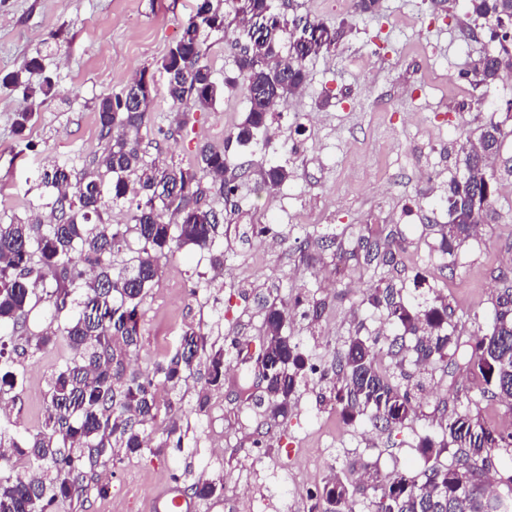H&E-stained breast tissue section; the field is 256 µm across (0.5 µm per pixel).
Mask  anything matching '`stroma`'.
I'll return each instance as SVG.
<instances>
[{"instance_id": "stroma-1", "label": "stroma", "mask_w": 512, "mask_h": 512, "mask_svg": "<svg viewBox=\"0 0 512 512\" xmlns=\"http://www.w3.org/2000/svg\"><path fill=\"white\" fill-rule=\"evenodd\" d=\"M294 15L320 19L343 34L330 53L310 59L308 80L279 102L268 136L232 146L234 169L245 170L239 190L224 199L207 189L210 205L224 213L219 241L221 275L210 273L206 254L191 246L163 261L159 281L139 307V344L127 357L147 371L179 347L184 333L201 329L207 351L224 350L223 385L206 384L198 371L177 390L161 388L163 408L151 427L160 433L173 406L185 434L182 448L146 451L112 463L101 457L86 495L63 512H138L159 485L177 479L183 492L202 480L221 481L222 512H310V493L335 478L353 482L348 464L361 458L381 474H418L417 448L436 435L444 419L470 411L499 428L512 427V409L474 401L461 358L448 364H405L401 385L411 389L413 412L404 429L376 430L367 418L345 420L332 380L308 376L287 417L271 419L265 384L252 353L265 337L260 298L287 305L300 295L319 304L317 318L291 315L283 333L309 363L331 367L354 332L398 335L383 313L364 304L367 293L394 283L404 302L443 297L450 330L461 342L488 334L495 299L512 280V76L493 88L463 77L478 54L490 51L484 19L464 0H381L380 17L346 9L344 0H276ZM197 0H0V75L42 52L58 87L39 107L22 90L0 87V222L48 212L52 189L40 175L61 166L79 180L104 144L97 107L140 73L157 90L140 131L146 160L196 165L202 145L223 147L249 109L236 91L208 109L186 103L171 108L163 96L166 74L158 60L177 40ZM236 25L207 36L206 64L216 79L233 74ZM35 119L16 133V113ZM508 136L494 158L495 203L477 235L454 251L439 249L438 230L448 221L446 197L459 178L460 147L487 120ZM287 167L279 188H263L262 173ZM276 229L278 246L254 233ZM339 246L326 249L323 237ZM393 240L392 264L349 257L357 239ZM209 282L196 287L198 275ZM64 337L16 359V386L0 395V431H35L46 406L48 379L71 357ZM262 455L251 468L254 455Z\"/></svg>"}]
</instances>
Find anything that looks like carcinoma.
<instances>
[{"mask_svg":"<svg viewBox=\"0 0 512 512\" xmlns=\"http://www.w3.org/2000/svg\"><path fill=\"white\" fill-rule=\"evenodd\" d=\"M224 4L232 7L241 30L249 34L236 55L235 76L220 82L204 62L208 32L225 22V12L213 0H199L159 65L168 77L164 96L173 108L189 99L207 108L224 94L243 90L250 108L229 139L245 146L267 131L276 103L303 88L307 61L336 47L339 29L313 20L296 33L274 0ZM468 9L490 24V40L499 44L468 70L478 82L490 85L512 72V0H468ZM38 68L36 56L1 78L0 86L22 87L34 100L51 97L52 80L29 82L27 74ZM155 96L154 83L143 73L121 93L102 97L98 124L107 147L93 160L95 169L74 186L63 169L44 174L48 186L56 190L49 223L38 215L0 222V325L9 324L15 331L26 328L38 302L47 304L53 320L72 311L60 332L47 331L34 343L27 337L25 345L14 347L19 356L27 346L39 350L60 334L72 358L49 378L42 429L9 441L10 455L25 460L28 472L22 478L0 476V512H59L61 504L84 496L88 470L107 451L118 449L128 455L151 449L147 428L160 411L158 384L174 389L186 381L204 348L203 334L192 329L185 332L181 348L152 370L129 373L125 365L126 353L138 345V307L158 281L162 259L190 245L208 253L212 266H224V252L217 243L223 215L203 202L202 180L211 179L226 197L238 189L224 179V149L202 146L197 165L190 168L143 158L139 132ZM506 136L500 123L491 119L476 140L468 138L462 145L465 175L448 186L450 221L440 229L441 252L450 254L465 242L493 206V189L485 177ZM289 177L280 165L262 175L269 189ZM131 192L145 201L137 204L130 223H90V214L100 215ZM127 251L130 257L116 264L114 257ZM360 253L369 264L394 261V253L381 249L375 238H359L350 256ZM366 301L403 333L384 348L376 336H350L331 366L335 399L349 420L365 415L376 428L401 429L413 412L412 395L393 381L390 371L380 368L378 355L385 353L399 370L409 350L420 364L447 361L456 353L448 333L451 314L439 298L423 309H411L391 284L374 289ZM287 317V308L275 301L266 304L264 326L272 369L265 385L274 416L288 413L301 379L319 373L306 365L298 345L282 335ZM406 336L414 340L409 350ZM12 363L0 347V392L16 385ZM465 371L481 396L512 404V285L500 290L492 329L476 339ZM223 379L224 350L218 349L208 356V384L216 386ZM441 431L440 442L421 441L424 468L419 474L392 479L374 471L371 481L354 488L337 480L313 496L311 512H355L352 502L357 495L368 502L370 512H512V473L505 480L509 494L504 497L488 495L485 480L491 452L512 461V432L467 412L449 418ZM182 443L179 418L172 414L157 448H180ZM444 453L450 456L446 464L440 461ZM192 490L200 498H211L222 485L204 480Z\"/></svg>","mask_w":512,"mask_h":512,"instance_id":"cac0c4a2","label":"carcinoma"}]
</instances>
